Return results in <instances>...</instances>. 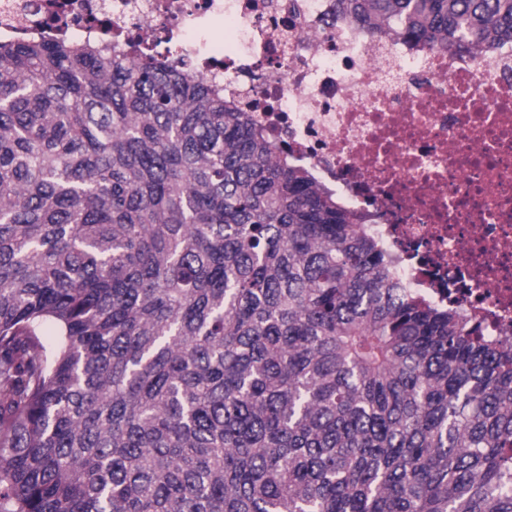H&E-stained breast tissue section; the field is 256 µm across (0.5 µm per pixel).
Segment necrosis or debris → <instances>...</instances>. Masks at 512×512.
Instances as JSON below:
<instances>
[{
    "mask_svg": "<svg viewBox=\"0 0 512 512\" xmlns=\"http://www.w3.org/2000/svg\"><path fill=\"white\" fill-rule=\"evenodd\" d=\"M335 5L0 0V39L168 55L361 214L406 288L511 342L512 40L431 51Z\"/></svg>",
    "mask_w": 512,
    "mask_h": 512,
    "instance_id": "4bbe7bcc",
    "label": "necrosis or debris"
}]
</instances>
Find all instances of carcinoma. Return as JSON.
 <instances>
[{
  "mask_svg": "<svg viewBox=\"0 0 512 512\" xmlns=\"http://www.w3.org/2000/svg\"><path fill=\"white\" fill-rule=\"evenodd\" d=\"M336 18L512 40V0ZM284 153L164 59L0 41V512H512V343Z\"/></svg>",
  "mask_w": 512,
  "mask_h": 512,
  "instance_id": "cac0c4a2",
  "label": "carcinoma"
}]
</instances>
